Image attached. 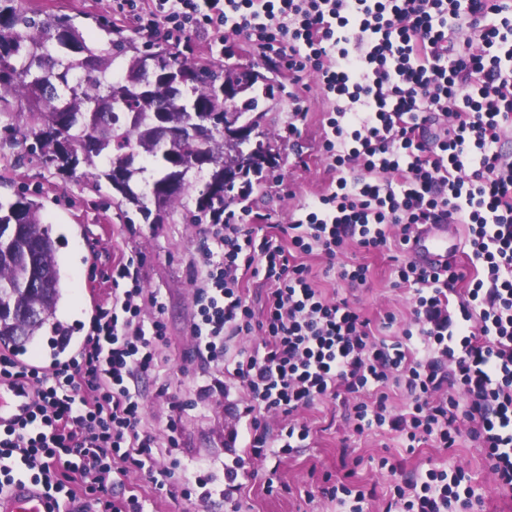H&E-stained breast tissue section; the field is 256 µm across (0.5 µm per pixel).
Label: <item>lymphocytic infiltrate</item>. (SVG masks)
Returning a JSON list of instances; mask_svg holds the SVG:
<instances>
[{
  "instance_id": "f902f5d3",
  "label": "lymphocytic infiltrate",
  "mask_w": 512,
  "mask_h": 512,
  "mask_svg": "<svg viewBox=\"0 0 512 512\" xmlns=\"http://www.w3.org/2000/svg\"><path fill=\"white\" fill-rule=\"evenodd\" d=\"M114 3L138 32L165 30L176 45L202 29L219 49L227 35L244 37L295 78L314 75L337 102L321 142L335 184L292 216L288 244L231 211L209 226L211 244L192 264L191 357L245 389L251 457L308 447L311 431L296 413L355 394L354 433L385 428L410 451L429 440L454 447L458 421L468 422L498 490L512 492V156L500 148L512 130V0ZM425 224L466 225L467 265L428 271L396 262L393 285L414 301L413 322L397 337L374 333L348 299H326L293 259L318 252L333 261L351 246L405 253ZM248 275L268 286L260 317L242 288ZM112 278L111 302L70 360L42 372L0 352V379L35 396L26 422L0 430V491L28 478L62 504L85 495L97 512H144L122 486L153 454V439L140 432L139 384L158 366L167 326L134 259L113 267ZM462 281L466 291L451 304ZM147 305L157 311L148 322ZM256 330L258 346L229 354V342ZM393 386L409 397L397 413ZM270 411L288 420L274 436L262 422ZM464 480L432 461L397 481L387 505L455 512L474 495Z\"/></svg>"
}]
</instances>
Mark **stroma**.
<instances>
[{
	"instance_id": "35a3bbf8",
	"label": "stroma",
	"mask_w": 512,
	"mask_h": 512,
	"mask_svg": "<svg viewBox=\"0 0 512 512\" xmlns=\"http://www.w3.org/2000/svg\"><path fill=\"white\" fill-rule=\"evenodd\" d=\"M23 4L49 14L70 15L83 24L93 18H111L112 0H22ZM232 60L243 66L263 63L273 70L281 89L273 98L264 99L265 125L278 138L280 155L277 167L263 171L254 181L246 202H229L237 211L248 208L252 214L271 218L272 235H280L291 214L302 203L312 200L329 185L328 161L319 150L323 136L322 120L333 104L315 86L313 77H303L284 93L289 83L287 69L279 59L260 61L257 53L242 37H233L224 46ZM303 96L309 106L300 132L292 136V94ZM18 191L37 193L45 209L43 215L58 240V257L65 292L58 309L67 325L78 327L89 321L90 301L105 303L112 296V268L131 255H141L138 266L143 288L157 293L165 305L164 319L169 343L162 355L164 364L144 379V432L160 441V448L145 462L141 471L130 472L126 488L141 495L147 512H231L219 494L224 487V466L234 458L247 455L248 429L243 416L246 394L237 383L227 390L216 388L219 371L200 372L186 358L192 346L190 320L194 312L191 261L197 257L206 238L201 224H187L180 214L160 224L146 223L136 211L125 212L111 200L110 188L95 190L87 167L71 174H61L52 166L39 163L17 164L16 152H0V199L9 200ZM369 268L365 285L349 287L334 276H325L323 257H307L316 273V284L330 298L345 296L371 323H379L394 314L398 326L411 319L410 294L391 288V262L387 253L365 255ZM350 401L337 398L316 404L302 415L312 428L314 440L298 454L271 457L254 462L246 470L244 486L237 492L240 512H344L337 501L316 495L324 480H342L352 474L354 482L371 490L362 504L363 512H381L389 496L394 477L408 476L427 460L447 457L449 469H462L479 501L463 512H512V496L494 492V476L481 451L468 439H461L449 450L421 444L415 453L400 448L395 433L372 431L351 435L347 415ZM182 418L180 447L170 452L163 448L164 426L171 415ZM237 431L236 442H229L230 431ZM181 463L172 480L171 492L154 488L148 473H160L170 458ZM388 458L387 468H380L381 458ZM205 464L217 490L208 503L186 499L182 489L197 464Z\"/></svg>"
}]
</instances>
